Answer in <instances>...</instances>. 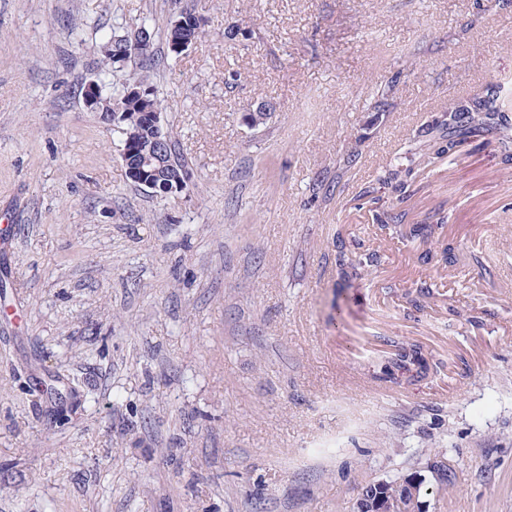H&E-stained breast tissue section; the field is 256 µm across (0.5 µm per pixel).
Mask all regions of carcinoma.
Listing matches in <instances>:
<instances>
[{"mask_svg": "<svg viewBox=\"0 0 512 512\" xmlns=\"http://www.w3.org/2000/svg\"><path fill=\"white\" fill-rule=\"evenodd\" d=\"M103 59L94 83L98 91V108L100 118L106 126H111L109 114L120 113L119 128L123 141L122 161L125 167L139 166L141 156L151 146L153 130L148 124L147 113L161 110V100L156 95H134L129 88L111 96L103 95L110 66L122 62L129 57L137 56L145 68L154 64L153 52L150 48H131L123 37L113 34L100 27ZM203 33L197 25V15L184 10L177 22L171 23L163 31L166 42L182 39L196 42ZM389 92L376 88L370 95V107L376 112L389 110ZM495 146L502 163L512 164V93L499 81H491L481 86L472 94L462 95L448 100V108L431 124L422 129L416 140L414 159L421 161L428 154L445 161H453L461 155L464 147ZM381 185L396 184V189L404 198L416 193L412 184L400 179V171L388 170L380 178ZM408 213L404 210L384 212L376 216L381 228L391 225L396 233L409 239H418L428 245L421 252L418 261L423 266L432 263L448 262V242L445 239V227L448 217L443 211L436 210L433 220L424 224H408ZM335 266L338 280L346 282L360 275V271L377 260V253L372 251L361 255L358 249L362 244L352 241L347 244L341 231H336ZM432 285L423 281L415 292L406 293L407 304L412 311H420L427 300L433 298ZM386 343L392 347V359L379 365V373L394 383L404 381L415 384L424 380L432 367L440 364L427 357L417 344L404 343L388 339Z\"/></svg>", "mask_w": 512, "mask_h": 512, "instance_id": "carcinoma-1", "label": "carcinoma"}]
</instances>
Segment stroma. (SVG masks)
<instances>
[{"label":"stroma","instance_id":"obj_1","mask_svg":"<svg viewBox=\"0 0 512 512\" xmlns=\"http://www.w3.org/2000/svg\"><path fill=\"white\" fill-rule=\"evenodd\" d=\"M184 8L206 26L177 56ZM100 24L149 29L159 66L109 83L148 75L188 191L134 183L87 105ZM510 76L512 0H0V512H354L403 478L423 512H512V165L408 169L450 98ZM392 166L417 192L373 204ZM381 205L445 209L455 262ZM340 228L380 256L347 283ZM387 336L444 368L375 378Z\"/></svg>","mask_w":512,"mask_h":512}]
</instances>
